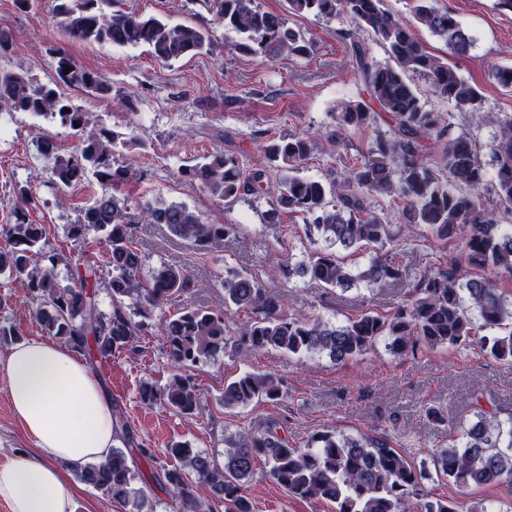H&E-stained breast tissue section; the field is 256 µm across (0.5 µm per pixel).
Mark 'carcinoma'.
<instances>
[{
	"label": "carcinoma",
	"instance_id": "obj_1",
	"mask_svg": "<svg viewBox=\"0 0 512 512\" xmlns=\"http://www.w3.org/2000/svg\"><path fill=\"white\" fill-rule=\"evenodd\" d=\"M52 11L64 34L85 43L144 46L156 60L172 64L209 50L211 38L203 25L172 23L156 16L123 11L105 14L94 0H51ZM198 4L224 32L235 35L230 48L240 54L273 61L289 56L309 57L313 44L282 16L260 9L256 0H198ZM292 14L330 18L349 16L352 30L345 34L351 62L366 97L351 100L336 113L335 142L353 130H364L387 119L390 135L378 134L362 152L360 163L337 179L302 175L315 149L307 136L269 139L263 146L268 166L243 171L237 160L211 153L187 166L182 174L213 199L233 202L242 195L264 193L276 184V197L266 212L269 226L285 214H301L304 235L322 239L327 247L314 248L295 263L281 264L278 272L290 279L304 276L329 291L368 287L406 286L408 273L393 252L412 228L424 225L439 241H457L463 257L476 274H463L456 261L448 270L427 260L424 273L414 279L408 298L388 313L363 312L342 325L288 311L286 297L271 291L255 275H224V309L188 303L157 323L155 311L172 297L191 295L197 283L190 270L162 264L144 278V255L132 238L133 220L116 196L130 180L129 165L117 160L134 139L105 127L89 126L86 113L58 91L62 83L106 99L112 85L97 72L77 64L67 53L55 57L58 82L36 84L26 75L0 71V112H27L50 116L80 137L78 148L58 153L47 143L52 174L64 186L92 175L112 194L102 195L82 209L69 233L76 240L104 233L111 277L106 283L112 309L100 311L97 300L98 268L81 254L46 255V227L29 219L31 198L22 194L11 224L0 225V275L18 279L34 306V317L49 333L70 348L86 353L89 364L116 353L132 351L140 337L157 326L167 356L179 369L166 385L145 382L140 388L146 405L161 402L181 415H199L203 405L199 387L190 374L201 361L220 353L277 350L312 357L327 354L336 362L357 357L385 343L398 357L426 349L477 346L485 356L512 367V303L499 292L497 278H512V119L498 122L492 147L493 174H488L475 145L464 134L448 140L445 119L425 108L410 76L424 78L438 99L468 113L470 124L491 122L482 111L481 93L458 69L430 54L416 36L425 28L444 41L457 57H466L474 44L471 33L434 0H416L413 20L390 11L384 0H288ZM383 45L390 62L372 57L363 34ZM71 71L64 72L65 67ZM492 78L512 93V66L492 69ZM439 145L438 166L427 165L425 142ZM493 184L494 203L483 199ZM378 195L404 201L398 229L382 221L371 208ZM148 224H163L176 237L208 250L242 231L240 224H209L182 204L143 206ZM368 251L366 265L352 267L338 251ZM75 268L77 280L62 286L42 259ZM247 313L230 324L226 310ZM284 397L282 381L271 373L246 372L224 385L228 409L277 402ZM113 426L120 445L101 462L72 464L82 483L120 505L124 512H153L139 483L146 482L134 455L150 457L146 444L132 431L123 408L112 405ZM279 425L265 421L255 429L224 437V464L195 452L184 443L166 449L157 484L178 499L184 512H254L243 482L259 463L266 476L287 494L331 507V512H493L477 504L468 506L423 491L425 466L410 463L399 449L383 439L351 437L336 430L311 436L295 447L280 436ZM438 477L459 488L471 484L512 487V416L481 409L477 420L461 427L448 447L434 455ZM190 467V481L184 467ZM209 488L202 506L195 484Z\"/></svg>",
	"mask_w": 512,
	"mask_h": 512
}]
</instances>
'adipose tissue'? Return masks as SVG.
Returning <instances> with one entry per match:
<instances>
[{"label":"adipose tissue","mask_w":512,"mask_h":512,"mask_svg":"<svg viewBox=\"0 0 512 512\" xmlns=\"http://www.w3.org/2000/svg\"><path fill=\"white\" fill-rule=\"evenodd\" d=\"M5 365L13 414L36 451L0 464V500L10 512H75V488L59 464L110 453L117 443L112 402L86 361L56 344H15Z\"/></svg>","instance_id":"obj_1"}]
</instances>
